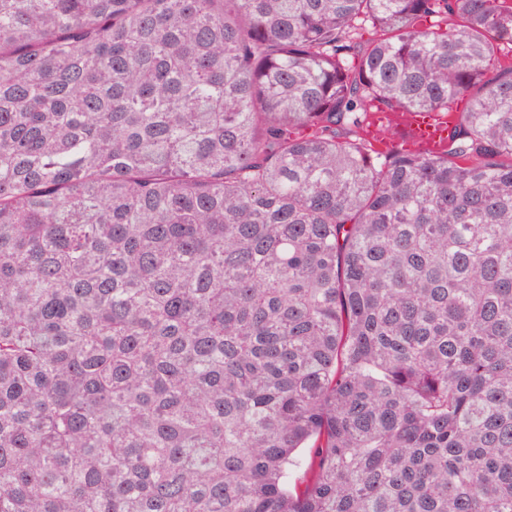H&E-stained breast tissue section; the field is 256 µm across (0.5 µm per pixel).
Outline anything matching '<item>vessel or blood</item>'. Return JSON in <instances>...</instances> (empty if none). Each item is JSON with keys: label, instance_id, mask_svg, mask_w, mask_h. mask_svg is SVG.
Segmentation results:
<instances>
[{"label": "vessel or blood", "instance_id": "obj_1", "mask_svg": "<svg viewBox=\"0 0 512 512\" xmlns=\"http://www.w3.org/2000/svg\"><path fill=\"white\" fill-rule=\"evenodd\" d=\"M453 125L452 115L439 109L392 112L380 105L371 116L369 134L383 150L440 153L448 147Z\"/></svg>", "mask_w": 512, "mask_h": 512}]
</instances>
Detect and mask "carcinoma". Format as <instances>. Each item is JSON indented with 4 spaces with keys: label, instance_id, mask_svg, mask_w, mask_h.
Returning <instances> with one entry per match:
<instances>
[{
    "label": "carcinoma",
    "instance_id": "1",
    "mask_svg": "<svg viewBox=\"0 0 512 512\" xmlns=\"http://www.w3.org/2000/svg\"><path fill=\"white\" fill-rule=\"evenodd\" d=\"M0 512H512V0H0ZM369 134L381 149L440 153L447 149L454 120L448 111L400 109L391 112L375 102Z\"/></svg>",
    "mask_w": 512,
    "mask_h": 512
}]
</instances>
